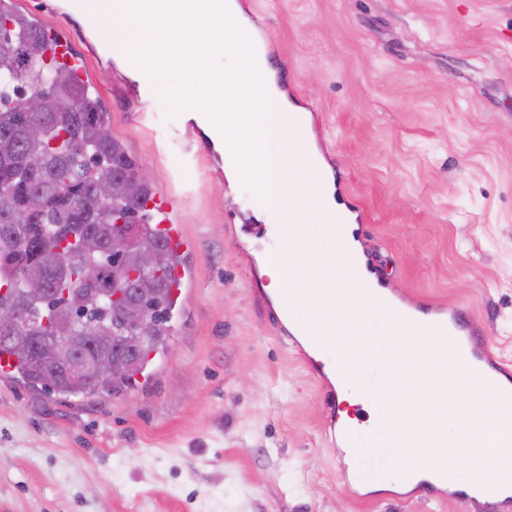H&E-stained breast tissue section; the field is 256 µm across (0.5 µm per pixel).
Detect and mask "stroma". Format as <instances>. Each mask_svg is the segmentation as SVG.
<instances>
[{"instance_id":"obj_1","label":"stroma","mask_w":512,"mask_h":512,"mask_svg":"<svg viewBox=\"0 0 512 512\" xmlns=\"http://www.w3.org/2000/svg\"><path fill=\"white\" fill-rule=\"evenodd\" d=\"M278 88L401 301L459 314L512 366V0H238ZM66 40L155 192L199 246L168 346L91 400L0 378V512H512L461 491L360 493L322 429L330 388L263 289L264 201L189 112L145 97L66 0H15Z\"/></svg>"}]
</instances>
